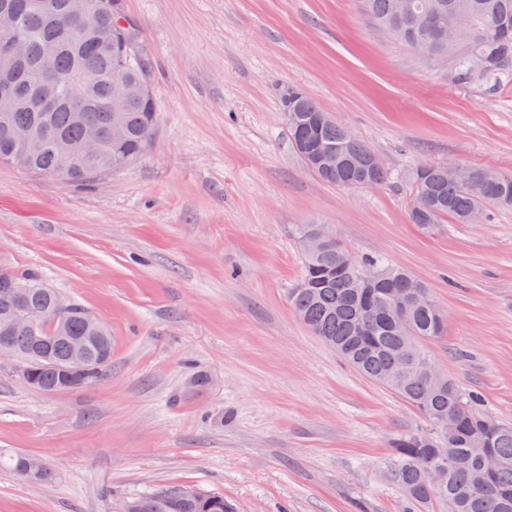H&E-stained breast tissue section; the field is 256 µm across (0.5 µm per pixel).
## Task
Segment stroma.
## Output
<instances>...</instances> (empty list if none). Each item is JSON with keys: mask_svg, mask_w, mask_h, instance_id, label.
<instances>
[{"mask_svg": "<svg viewBox=\"0 0 512 512\" xmlns=\"http://www.w3.org/2000/svg\"><path fill=\"white\" fill-rule=\"evenodd\" d=\"M152 63L157 129L143 157L75 188L0 164V267L38 275L109 328L112 360L44 392L0 360V512H116L162 487L237 512H404L388 444L421 415L295 314L294 231L318 224L385 258L446 315L435 367L512 424V208L475 224L410 221L415 166L512 172V79L458 89L375 26L360 0H121ZM295 85L393 174L332 186L288 141Z\"/></svg>", "mask_w": 512, "mask_h": 512, "instance_id": "35a3bbf8", "label": "stroma"}]
</instances>
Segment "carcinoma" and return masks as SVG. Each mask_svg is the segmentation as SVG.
Instances as JSON below:
<instances>
[{"mask_svg": "<svg viewBox=\"0 0 512 512\" xmlns=\"http://www.w3.org/2000/svg\"><path fill=\"white\" fill-rule=\"evenodd\" d=\"M0 0L15 17L16 37L26 54L15 60L0 52V79L13 81V92L0 95V163L50 176L65 186H87L102 175L139 158L156 130L151 91V62L137 27L121 14L120 0H87L97 27L84 29L71 15L70 0ZM370 18L395 32L413 52L448 69L459 88L491 87L512 77V0H364ZM439 14L424 30L414 17ZM138 57L126 60L127 42ZM121 78L144 85L142 96L118 103L112 84ZM51 91L58 102L50 111L37 107ZM296 122L288 139L306 167L322 182L344 188H368L390 181L384 166L368 161L371 149L338 125L330 113L305 94L291 104ZM26 131L23 141L15 137ZM99 150L88 156L83 146L91 134ZM336 151V165L311 166L304 148L314 140ZM420 165L410 172L412 190L426 198V208L411 210L412 223L425 230L445 217L471 223L473 213L512 208V175L490 168ZM317 229L302 224L297 241L303 275L289 299L299 318L356 371L392 390L429 423V431H408L391 443L394 481L406 512H423L436 502L444 512H512V425L482 409L479 396L428 367L424 342L443 335L446 320L439 305L400 300L399 289L413 280L406 270L380 257L346 264V250L333 241L310 251L307 238ZM0 282L23 287L21 306L0 302V316L59 309L55 320L35 322L11 344L20 374L49 389L80 388L97 380L112 359L106 325L80 304L62 296L31 273L0 268ZM83 342L87 369L69 384L63 367L73 341ZM121 512H234L216 492L158 488L126 500Z\"/></svg>", "mask_w": 512, "mask_h": 512, "instance_id": "1", "label": "carcinoma"}]
</instances>
